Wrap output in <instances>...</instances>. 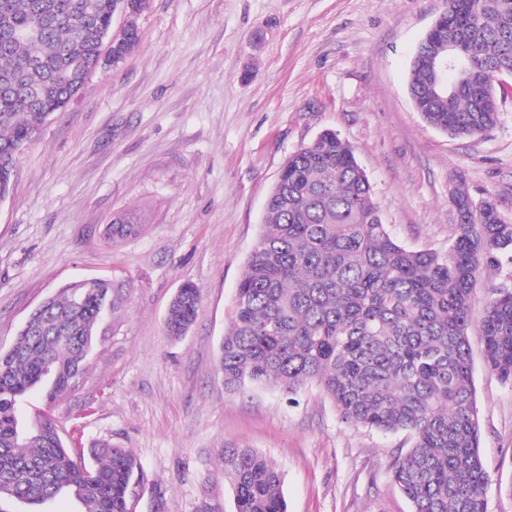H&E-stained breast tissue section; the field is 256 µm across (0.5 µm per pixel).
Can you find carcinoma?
<instances>
[{
  "label": "carcinoma",
  "instance_id": "1",
  "mask_svg": "<svg viewBox=\"0 0 512 512\" xmlns=\"http://www.w3.org/2000/svg\"><path fill=\"white\" fill-rule=\"evenodd\" d=\"M446 20L425 35L410 64L409 94L431 125L459 137L493 129L499 95L489 81L512 76V0H445ZM112 0H0V196L13 189L15 156L45 110L75 96L73 64L98 52ZM457 50L448 69L433 63ZM459 224L446 251L412 250L395 240L351 146L332 130L288 156L268 196L220 346L224 388L295 395L316 386L342 422L403 432L411 445L391 473L411 512H488L491 482L480 425L468 331L479 270L512 251V224L485 202L455 200ZM138 224L116 220L109 240ZM122 285L109 279L58 289L0 351V512H48L59 497L80 512H130L128 489L140 464L127 449L65 443L42 410L23 433L20 400L46 406L74 390L99 334L101 312L117 309ZM201 301L177 290L164 321L184 336ZM484 361L512 385V288L500 287L479 319ZM224 481L235 512H287L280 472L251 448H224Z\"/></svg>",
  "mask_w": 512,
  "mask_h": 512
}]
</instances>
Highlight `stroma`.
<instances>
[{
	"label": "stroma",
	"instance_id": "1",
	"mask_svg": "<svg viewBox=\"0 0 512 512\" xmlns=\"http://www.w3.org/2000/svg\"><path fill=\"white\" fill-rule=\"evenodd\" d=\"M443 0H151L135 50L86 88L20 151L0 202V350L61 285L123 283L125 302L79 387L46 406L62 436L131 450L141 463L133 512H234L228 445L252 448L283 476L288 512H411L390 465L403 433L341 421L317 389L295 399L224 388L219 345L256 244L266 199L290 153L335 130L368 175L385 224L414 250H447L453 190L489 200L512 224V92L491 131L454 137L429 125L408 89L413 52ZM143 227L115 244L103 229ZM186 282L201 290L180 340L164 331ZM512 287V255L484 267L472 313ZM488 512H512V386L487 368L469 330Z\"/></svg>",
	"mask_w": 512,
	"mask_h": 512
}]
</instances>
